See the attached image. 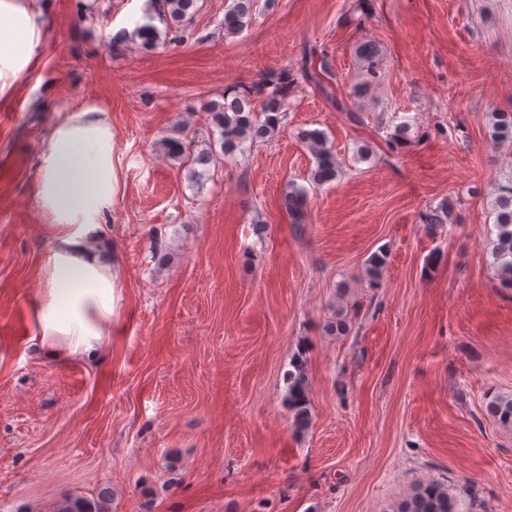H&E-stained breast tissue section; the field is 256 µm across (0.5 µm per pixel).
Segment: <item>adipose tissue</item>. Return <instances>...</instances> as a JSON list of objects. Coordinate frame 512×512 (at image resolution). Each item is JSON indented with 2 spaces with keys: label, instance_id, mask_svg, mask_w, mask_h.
I'll use <instances>...</instances> for the list:
<instances>
[{
  "label": "adipose tissue",
  "instance_id": "ef3b65f1",
  "mask_svg": "<svg viewBox=\"0 0 512 512\" xmlns=\"http://www.w3.org/2000/svg\"><path fill=\"white\" fill-rule=\"evenodd\" d=\"M42 33L28 0H0V98L34 68ZM119 164L110 115L94 104L56 122L40 158L35 201L52 243L33 313L40 352L61 365L100 356L123 299L120 262L101 234L121 191Z\"/></svg>",
  "mask_w": 512,
  "mask_h": 512
}]
</instances>
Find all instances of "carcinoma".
<instances>
[{
  "label": "carcinoma",
  "mask_w": 512,
  "mask_h": 512,
  "mask_svg": "<svg viewBox=\"0 0 512 512\" xmlns=\"http://www.w3.org/2000/svg\"><path fill=\"white\" fill-rule=\"evenodd\" d=\"M197 0H150L149 8L164 25L159 29L153 24L137 26L132 32H122L112 44L149 50L159 45L181 42L189 34L188 24L196 12ZM255 0H232L224 13V35L234 36L252 21ZM294 89V79L283 70L262 77L250 86L232 88L224 92V101L208 102L203 112L209 126L219 134L221 152L234 153L245 143L252 144L274 137L280 129L288 111V97ZM498 143L512 142V113L501 112L495 125ZM299 139L314 155L316 166L310 171L309 181L316 186L328 184L338 177L340 162L324 133L318 130H302ZM195 142H184L180 138L165 140L167 154L180 161L191 176H199L198 165H207L215 157L212 145L194 151ZM307 194L294 189L285 194L283 206L293 223L300 224L305 217ZM497 235L492 254L497 265L500 285L512 289V180L500 188L498 198ZM386 257L381 253L372 255L366 263V271L375 285L379 284ZM309 381L304 363L296 361L294 371L288 373V404L297 428L309 423ZM487 415L501 424H512V394L497 395L485 406ZM55 512H109L103 500L89 502L65 499ZM400 512H460L458 497L450 494L443 485L431 481L419 486L404 502Z\"/></svg>",
  "instance_id": "1"
}]
</instances>
